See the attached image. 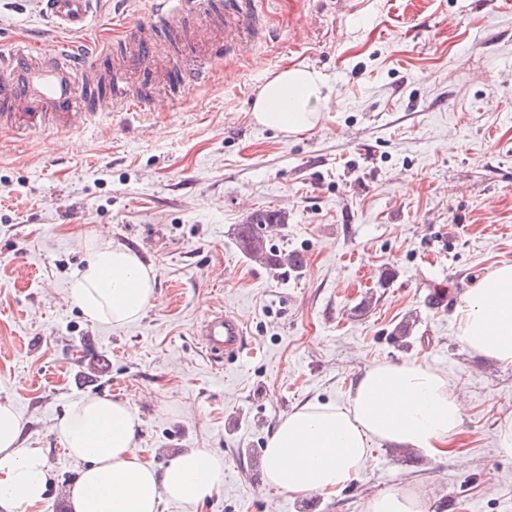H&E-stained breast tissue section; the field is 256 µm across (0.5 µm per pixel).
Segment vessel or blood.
I'll return each mask as SVG.
<instances>
[{
	"mask_svg": "<svg viewBox=\"0 0 512 512\" xmlns=\"http://www.w3.org/2000/svg\"><path fill=\"white\" fill-rule=\"evenodd\" d=\"M40 8L59 28L68 32L86 29L94 0H37ZM187 0H153V16L175 24L181 43L194 45L202 29L183 22ZM248 13L242 0H231L224 18V39L246 37ZM154 26L136 24L132 35L124 38L122 75L116 78L111 95L101 101L98 112L121 109L138 112L142 103L127 94L125 78L146 69L163 67L153 41ZM97 56L77 46L55 41H36L0 55V128L16 130L24 117L36 116L52 123L70 117L96 85ZM197 334L202 349L213 357L240 361L248 350L243 322L233 313L212 310L200 322Z\"/></svg>",
	"mask_w": 512,
	"mask_h": 512,
	"instance_id": "b4317fda",
	"label": "vessel or blood"
}]
</instances>
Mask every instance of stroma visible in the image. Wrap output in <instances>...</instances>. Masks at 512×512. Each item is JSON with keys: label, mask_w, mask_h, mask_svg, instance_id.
Segmentation results:
<instances>
[{"label": "stroma", "mask_w": 512, "mask_h": 512, "mask_svg": "<svg viewBox=\"0 0 512 512\" xmlns=\"http://www.w3.org/2000/svg\"><path fill=\"white\" fill-rule=\"evenodd\" d=\"M249 51L178 48L158 26L164 69L131 87L154 110L115 112L28 137L0 132V401H13L25 444L53 474L29 512H68L81 462L54 426L71 403L102 395L140 422L135 453L155 468L187 448L224 462V485L199 510L363 512L375 494L430 491L427 512H512V455L495 433L512 421V367L456 336L461 300L512 262V5L487 0H252ZM61 34L30 0H0V52ZM211 83L179 91L188 66ZM289 66L322 74L309 131L257 125L252 102ZM283 211L269 235L300 252L270 269L241 251L236 228ZM122 245L155 276L156 298L123 326L86 320L70 297L80 241ZM223 309L252 352L211 361L196 328ZM414 317L406 343L393 336ZM415 357L465 395L448 454L376 443L362 475L336 496L296 499L260 488L262 450L308 403H345L351 381L380 362ZM468 458L456 462L457 455Z\"/></svg>", "instance_id": "35a3bbf8"}]
</instances>
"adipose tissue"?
Wrapping results in <instances>:
<instances>
[{
    "label": "adipose tissue",
    "instance_id": "ef3b65f1",
    "mask_svg": "<svg viewBox=\"0 0 512 512\" xmlns=\"http://www.w3.org/2000/svg\"><path fill=\"white\" fill-rule=\"evenodd\" d=\"M324 79L305 67L284 69L258 90L252 115L260 126L297 135L319 119L311 102ZM71 296L92 321L138 319L155 298V277L123 246L87 247ZM457 336L471 352L512 367V263L480 279L457 309ZM466 414L463 395L421 358L378 363L352 382L348 401L308 404L278 424L263 450L265 482L291 497L334 496L363 472L375 442L447 453ZM139 422L126 403L105 397L73 402L55 432L83 467L67 491L71 512H158L162 500L206 504L222 488L224 463L207 448L178 454L156 470L132 448ZM51 471L43 449L24 445L13 402H0V512H28L46 498ZM427 490L386 491L364 512H426Z\"/></svg>",
    "mask_w": 512,
    "mask_h": 512
}]
</instances>
